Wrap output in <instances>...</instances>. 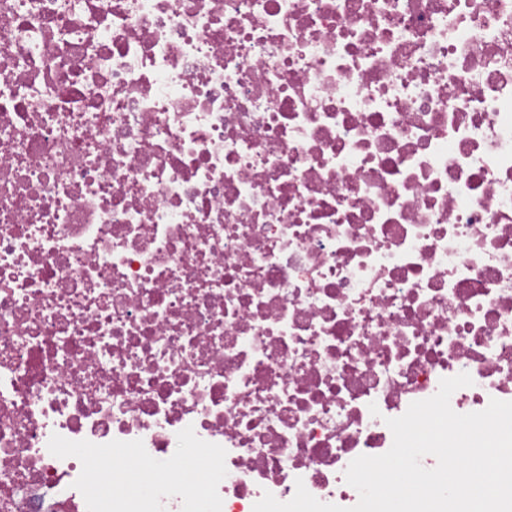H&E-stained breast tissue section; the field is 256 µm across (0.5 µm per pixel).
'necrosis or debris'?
<instances>
[{
	"label": "necrosis or debris",
	"instance_id": "4bbe7bcc",
	"mask_svg": "<svg viewBox=\"0 0 512 512\" xmlns=\"http://www.w3.org/2000/svg\"><path fill=\"white\" fill-rule=\"evenodd\" d=\"M512 401V0H0V512L52 435L350 508L387 419Z\"/></svg>",
	"mask_w": 512,
	"mask_h": 512
}]
</instances>
